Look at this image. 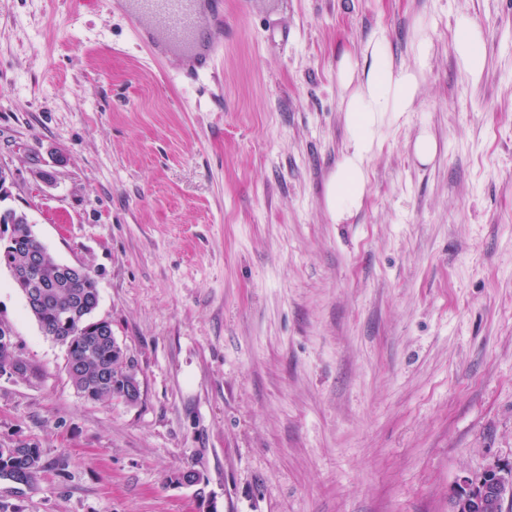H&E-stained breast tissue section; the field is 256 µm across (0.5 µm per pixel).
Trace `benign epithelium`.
<instances>
[{"label": "benign epithelium", "mask_w": 512, "mask_h": 512, "mask_svg": "<svg viewBox=\"0 0 512 512\" xmlns=\"http://www.w3.org/2000/svg\"><path fill=\"white\" fill-rule=\"evenodd\" d=\"M142 390L136 371L126 374L120 401L135 405L141 400ZM170 484L195 488V495L208 502L210 512H217L214 498L206 491L207 479L200 470L189 468L172 474ZM512 500V468L493 466L480 474L467 473L455 486L451 512H501L505 499Z\"/></svg>", "instance_id": "benign-epithelium-1"}]
</instances>
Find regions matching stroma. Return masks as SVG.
Instances as JSON below:
<instances>
[{
    "label": "stroma",
    "mask_w": 512,
    "mask_h": 512,
    "mask_svg": "<svg viewBox=\"0 0 512 512\" xmlns=\"http://www.w3.org/2000/svg\"><path fill=\"white\" fill-rule=\"evenodd\" d=\"M461 14L485 39L476 83ZM380 34L418 96L339 223L338 65ZM223 41L188 81L103 0H0L7 204L96 276L142 386L81 397L1 269L34 373L0 378V448L38 443L46 469L0 502L208 512L168 482L197 468L218 512H450L459 476L512 466V0H224ZM452 47L461 69L471 81L478 82L486 66V50L483 34L472 17L456 18Z\"/></svg>",
    "instance_id": "1"
}]
</instances>
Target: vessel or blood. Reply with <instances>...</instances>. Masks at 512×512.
Wrapping results in <instances>:
<instances>
[{"mask_svg": "<svg viewBox=\"0 0 512 512\" xmlns=\"http://www.w3.org/2000/svg\"><path fill=\"white\" fill-rule=\"evenodd\" d=\"M136 20L135 35L158 58L181 53L186 77L209 71L224 32L223 0H115ZM148 25H139V18Z\"/></svg>", "mask_w": 512, "mask_h": 512, "instance_id": "vessel-or-blood-1", "label": "vessel or blood"}]
</instances>
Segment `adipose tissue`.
<instances>
[{
    "label": "adipose tissue",
    "mask_w": 512,
    "mask_h": 512,
    "mask_svg": "<svg viewBox=\"0 0 512 512\" xmlns=\"http://www.w3.org/2000/svg\"><path fill=\"white\" fill-rule=\"evenodd\" d=\"M458 64L471 81H479L486 66L483 34L470 16H458L452 43ZM370 64L362 83H354L357 68L350 54H343L338 71L348 130V145L336 164L328 185V203L337 219L356 213L364 200L367 161L378 144L385 124L398 121L411 111L418 92L417 74L412 67L394 65L384 37L368 46Z\"/></svg>",
    "instance_id": "ef3b65f1"
}]
</instances>
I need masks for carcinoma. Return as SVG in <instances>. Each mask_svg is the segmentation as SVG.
Instances as JSON below:
<instances>
[{"label":"carcinoma","instance_id":"obj_1","mask_svg":"<svg viewBox=\"0 0 512 512\" xmlns=\"http://www.w3.org/2000/svg\"><path fill=\"white\" fill-rule=\"evenodd\" d=\"M41 249V241L30 234L0 237V268L17 267L24 259ZM56 262L45 259L44 277L28 279L25 288H35L44 294L42 305L31 311L45 336H70L66 347L67 371L72 384L88 401L116 400L121 396L122 378L135 368L123 348L110 336H104L89 324H79L75 314L92 311L98 303V284L91 273L75 280L56 279ZM45 470L42 450L20 451L9 457L0 455V478L30 484Z\"/></svg>","mask_w":512,"mask_h":512}]
</instances>
